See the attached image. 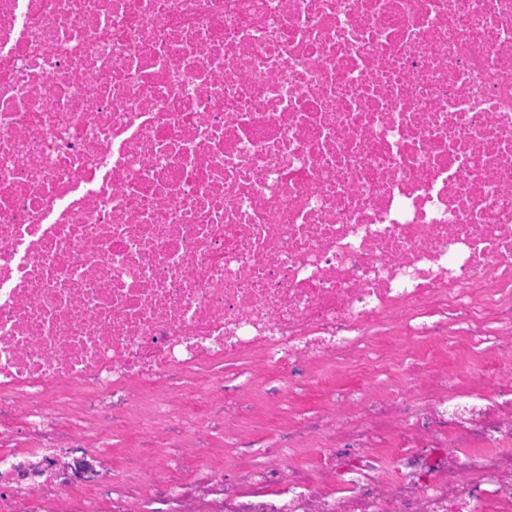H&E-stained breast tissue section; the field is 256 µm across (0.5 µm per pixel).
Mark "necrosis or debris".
<instances>
[{
  "label": "necrosis or debris",
  "instance_id": "obj_1",
  "mask_svg": "<svg viewBox=\"0 0 512 512\" xmlns=\"http://www.w3.org/2000/svg\"><path fill=\"white\" fill-rule=\"evenodd\" d=\"M509 351L512 0H0V512H512Z\"/></svg>",
  "mask_w": 512,
  "mask_h": 512
}]
</instances>
